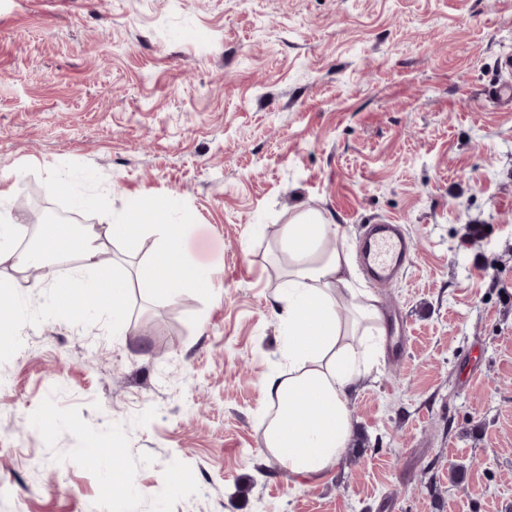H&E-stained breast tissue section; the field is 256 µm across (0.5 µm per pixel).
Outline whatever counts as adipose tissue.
<instances>
[{"mask_svg":"<svg viewBox=\"0 0 512 512\" xmlns=\"http://www.w3.org/2000/svg\"><path fill=\"white\" fill-rule=\"evenodd\" d=\"M180 201L171 197L158 202L142 199L130 207L128 217L99 228L81 225L70 234V245L57 247L50 231H43L40 254L19 249L22 230L12 217L10 201L0 191V265L39 267L40 255L57 261L78 262L81 278L66 283L68 292L79 288L94 291L113 310H121L130 278L102 258L104 242L120 244L126 256L141 249L146 231H156L160 241L140 276L153 293L175 298L201 291L209 284V272L187 253L188 223H175ZM339 227L320 216L299 214L284 225L281 236L288 248V286L280 299L285 326L282 357L287 376L268 378L265 387L274 409L267 414L264 447L289 474L316 478L332 469L348 448L354 430L348 395L367 367L371 346L353 344L346 321L337 311L340 299L350 301L356 319L379 323L378 310L362 302L354 287L351 256L341 246L328 247Z\"/></svg>","mask_w":512,"mask_h":512,"instance_id":"obj_1","label":"adipose tissue"}]
</instances>
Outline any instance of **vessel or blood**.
Wrapping results in <instances>:
<instances>
[{
	"label": "vessel or blood",
	"mask_w": 512,
	"mask_h": 512,
	"mask_svg": "<svg viewBox=\"0 0 512 512\" xmlns=\"http://www.w3.org/2000/svg\"><path fill=\"white\" fill-rule=\"evenodd\" d=\"M412 249L399 225L371 224L360 239L359 253L372 280L386 284L408 261Z\"/></svg>",
	"instance_id": "b4317fda"
}]
</instances>
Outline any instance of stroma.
I'll return each instance as SVG.
<instances>
[{
  "label": "stroma",
  "mask_w": 512,
  "mask_h": 512,
  "mask_svg": "<svg viewBox=\"0 0 512 512\" xmlns=\"http://www.w3.org/2000/svg\"><path fill=\"white\" fill-rule=\"evenodd\" d=\"M512 0H0V190L71 213L179 197L211 286L132 279L51 309L65 263L0 291V512H512ZM69 179L68 191L54 183ZM303 211L356 250L390 220L410 263L356 285L396 311L321 481L263 451L287 372L280 229ZM132 480L122 499L102 487Z\"/></svg>",
  "instance_id": "35a3bbf8"
}]
</instances>
